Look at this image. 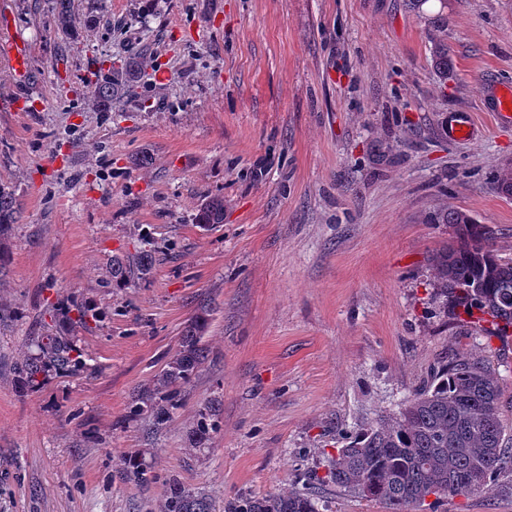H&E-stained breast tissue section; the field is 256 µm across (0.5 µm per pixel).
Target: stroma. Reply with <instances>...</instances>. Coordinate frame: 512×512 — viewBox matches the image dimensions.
<instances>
[{
	"instance_id": "1",
	"label": "stroma",
	"mask_w": 512,
	"mask_h": 512,
	"mask_svg": "<svg viewBox=\"0 0 512 512\" xmlns=\"http://www.w3.org/2000/svg\"><path fill=\"white\" fill-rule=\"evenodd\" d=\"M0 0V189L17 203L0 250V512H158L165 482L215 512L303 489L339 434L396 411L439 362L503 350L436 293L435 259L462 210L512 258V121L485 102L512 82V0ZM448 34L440 75L430 33ZM31 70L16 79L8 49ZM143 63L104 111L83 74ZM470 113L477 142L440 124ZM224 221L198 224L210 195ZM151 253L149 276L110 281L113 258ZM108 317L79 331L96 373L23 395L13 364L52 307ZM211 310L206 358L168 428L123 417ZM218 405L203 448L187 433ZM139 451L157 475L122 482ZM435 512H512V465Z\"/></svg>"
}]
</instances>
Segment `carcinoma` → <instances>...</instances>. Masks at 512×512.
I'll list each match as a JSON object with an SVG mask.
<instances>
[{
	"mask_svg": "<svg viewBox=\"0 0 512 512\" xmlns=\"http://www.w3.org/2000/svg\"><path fill=\"white\" fill-rule=\"evenodd\" d=\"M440 71L448 75V41L444 31L431 37ZM142 62L129 61L125 69L97 79L93 94L109 111L112 100L135 81ZM15 201L0 190V236L13 223ZM200 224L224 223V196L208 197L197 214ZM434 222L454 226V236L436 263L438 294L457 316L482 325L487 338L512 336V259L493 248V231L461 210L440 211ZM153 260L139 255L127 262L115 260L113 279L127 283L135 274L146 276ZM106 318L104 312L78 298L52 309L44 332L30 339V348L14 364L21 393L40 392L54 377H81L95 370L84 349L72 336L75 328L91 330ZM206 314H195L180 348L157 375L153 386L138 393L128 418L146 423L147 438L160 434L181 406V387L195 377L204 358L201 338ZM504 380L488 360L461 352L433 369L414 388L398 410L339 438L336 454L327 457L325 473H313L311 482L332 484L359 498L383 505L385 512H421L427 498L438 503L450 496L485 491L497 470L512 463V435L501 407ZM220 411L198 410L189 442L201 448L221 430ZM124 481L146 484L156 479L152 468L131 452L118 465ZM169 489L159 512H212L204 493L168 480ZM327 502L312 491L290 489L278 494H253L224 507V512H327Z\"/></svg>",
	"mask_w": 512,
	"mask_h": 512,
	"instance_id": "obj_1",
	"label": "carcinoma"
}]
</instances>
